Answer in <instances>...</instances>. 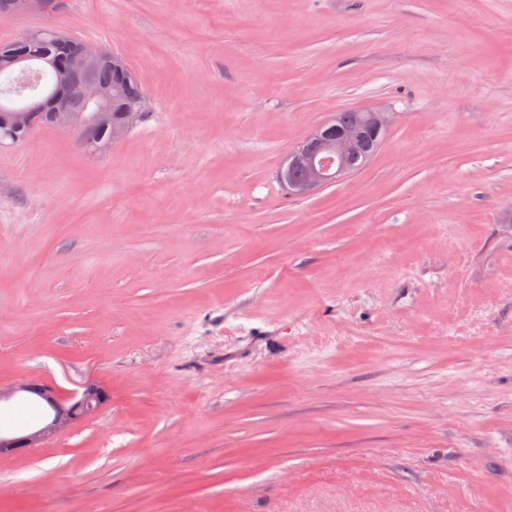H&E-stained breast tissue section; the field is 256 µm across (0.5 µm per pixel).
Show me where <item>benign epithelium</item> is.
I'll return each mask as SVG.
<instances>
[{
	"label": "benign epithelium",
	"instance_id": "benign-epithelium-1",
	"mask_svg": "<svg viewBox=\"0 0 512 512\" xmlns=\"http://www.w3.org/2000/svg\"><path fill=\"white\" fill-rule=\"evenodd\" d=\"M52 7L49 0H18L15 5L21 15L46 12ZM70 45L73 46V52L66 61L46 56L34 65L32 58L25 55L13 54L0 58V68L8 71L10 81L22 88L37 83L41 71L45 69H53L58 74L51 98L45 100L39 96L25 105L0 111V145L16 143L35 129L52 125L57 129L78 133L85 153L97 156L124 139L139 121L142 115V104L139 101L126 103L124 112L115 115L112 112V100L119 95L118 88L71 77V69L75 65L84 69H96L103 64L113 66L118 61L117 56L101 46L84 41H72ZM73 99L83 103L82 110L69 108ZM362 112L363 120L357 126L333 125L326 129L320 125L310 132L309 137L322 143L327 159H310L298 150L289 153L286 167L279 173V179L289 194L306 196L335 182L347 172V156L366 142H376L380 132L389 124L388 113L365 108ZM104 130L110 131L106 139L98 135V132ZM297 165L307 167V177L301 182H291L288 180V168ZM22 395L35 397L49 409V413L43 421L23 431L0 425V458L20 457L30 449L41 447L44 442L70 429L75 423L93 416L108 402L104 386L92 379L82 382L71 392L40 380H17L8 385L0 383V405Z\"/></svg>",
	"mask_w": 512,
	"mask_h": 512
}]
</instances>
